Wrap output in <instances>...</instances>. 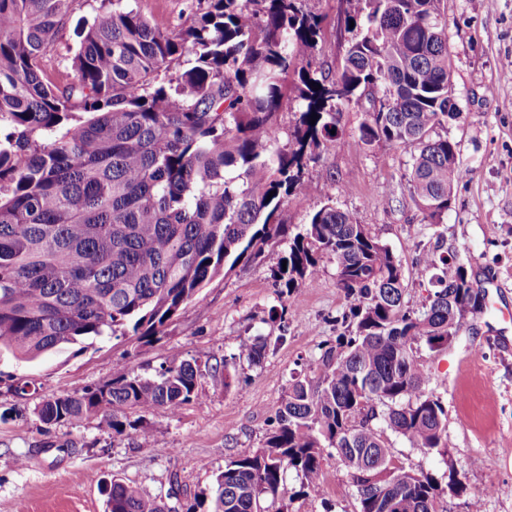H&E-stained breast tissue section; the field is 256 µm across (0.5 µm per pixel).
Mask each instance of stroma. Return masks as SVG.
Wrapping results in <instances>:
<instances>
[{
    "instance_id": "1",
    "label": "stroma",
    "mask_w": 512,
    "mask_h": 512,
    "mask_svg": "<svg viewBox=\"0 0 512 512\" xmlns=\"http://www.w3.org/2000/svg\"><path fill=\"white\" fill-rule=\"evenodd\" d=\"M323 16L317 62L336 71L349 35L337 24L346 0H309ZM448 23L451 83L458 115L443 130L457 142L469 175L458 183L442 221H423L408 186L410 153L374 145L358 149L362 110L342 113L340 133L322 158L305 172L306 196L288 200L281 219L289 234L306 224L326 201L325 179L333 177L337 206L356 213L370 236L400 260L410 308H421L431 285L415 266L432 252L462 258L480 313L468 315L448 352L421 349L430 386L448 412V457L410 445L396 435L387 442L395 458L417 472L447 481L456 468L466 495H479L482 512H512V0H442ZM78 47L72 28L47 52V79L65 86L74 79L71 59ZM288 249L287 237L271 240L262 254L216 276L183 305L164 336L150 342L105 338L89 348L32 362L0 360V371L29 381L24 397L0 382V512H15L25 500L29 512H105L104 480L119 476L133 487L161 496L169 512L210 492L214 477L235 454L261 447L293 374L321 348L335 344L337 317L346 299L336 285V262L323 256L320 273L298 296L281 300L272 278ZM268 344L257 364L238 355L240 343ZM196 360L199 397L178 414L128 411L152 430L149 445L135 433L112 436L97 418L64 424L41 422L35 409L59 392L79 393L111 381L120 369L149 376L171 354ZM460 368L442 372L448 359ZM226 365L218 373L217 365ZM324 498L299 495L296 472H287L276 500L265 512H356V492L336 459L324 463Z\"/></svg>"
}]
</instances>
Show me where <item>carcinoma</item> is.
<instances>
[{"mask_svg":"<svg viewBox=\"0 0 512 512\" xmlns=\"http://www.w3.org/2000/svg\"><path fill=\"white\" fill-rule=\"evenodd\" d=\"M99 2L76 22V81L60 88L43 58L80 0H0V348L15 359L161 335L210 280L286 234L282 206L305 195L307 164L365 99L380 106L358 146L410 149L418 211L436 221L450 209L467 169L457 142L432 136L457 116L441 0H356L338 22L353 37L334 76L317 65L324 19L305 0H197L174 28L129 0ZM290 92L299 118L280 146L274 126ZM326 181V203L273 277L290 297L333 256L344 331L292 378L262 446L229 458L185 512H264L289 470L303 495L321 498L329 456L350 476L357 512H439L443 492H463L453 463L443 489L395 462L384 435L448 456L447 411L418 352L447 351L464 314L482 308L479 293L462 263L426 254L416 274L432 291L409 310L401 262L336 207ZM266 350L248 338L238 357L256 364ZM199 377L197 362L173 353L153 376L121 371L43 401L37 416H96L112 435L133 430L147 443L151 430L125 410L175 415ZM102 491L107 512H166L115 475Z\"/></svg>","mask_w":512,"mask_h":512,"instance_id":"carcinoma-1","label":"carcinoma"}]
</instances>
